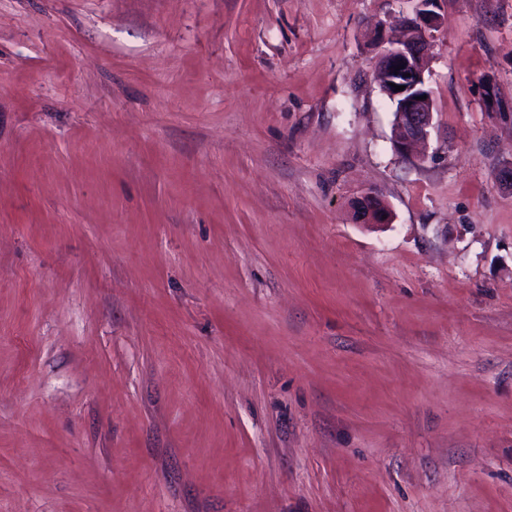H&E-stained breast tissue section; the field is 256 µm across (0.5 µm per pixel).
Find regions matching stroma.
Instances as JSON below:
<instances>
[{"instance_id":"1","label":"stroma","mask_w":512,"mask_h":512,"mask_svg":"<svg viewBox=\"0 0 512 512\" xmlns=\"http://www.w3.org/2000/svg\"><path fill=\"white\" fill-rule=\"evenodd\" d=\"M415 8L0 0V512H512V0H441L421 160ZM417 1L419 5L414 13L400 20L405 35L392 40L380 39L387 46L377 64L381 91L394 105L393 143L401 155H412L417 148L425 147L435 127V103L425 73L433 57L430 33L442 24L443 17L435 10L440 0ZM397 66L403 69L395 70ZM394 85H405V89L395 90ZM424 95H427L425 100H416ZM354 214L360 224H388L392 220L390 209L373 190L358 198L354 204ZM383 215H386L385 219H382Z\"/></svg>"}]
</instances>
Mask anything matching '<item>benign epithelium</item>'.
<instances>
[{
	"label": "benign epithelium",
	"instance_id": "1",
	"mask_svg": "<svg viewBox=\"0 0 512 512\" xmlns=\"http://www.w3.org/2000/svg\"><path fill=\"white\" fill-rule=\"evenodd\" d=\"M418 2L414 13L400 20L404 36L380 39L384 49L377 64L381 91L394 105L393 143L401 155L425 147L435 127V103L425 73L433 57L431 31L442 24L443 17L437 12L439 0ZM397 85L405 89L398 91ZM354 214L361 224H388L392 220L390 209L373 190L358 198Z\"/></svg>",
	"mask_w": 512,
	"mask_h": 512
}]
</instances>
